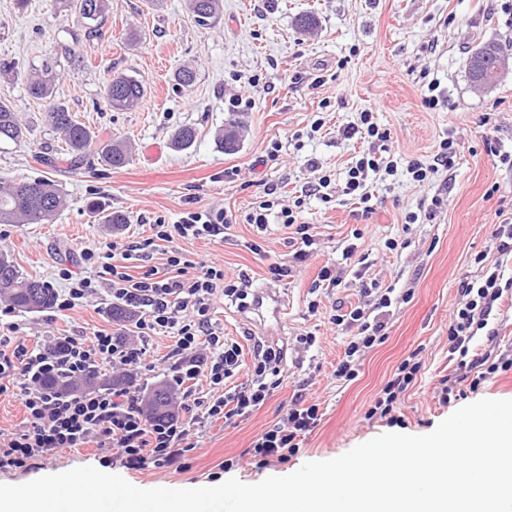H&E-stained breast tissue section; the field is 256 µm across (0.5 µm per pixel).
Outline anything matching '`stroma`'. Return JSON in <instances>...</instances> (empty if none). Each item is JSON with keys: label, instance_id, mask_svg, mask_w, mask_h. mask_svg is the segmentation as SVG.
<instances>
[{"label": "stroma", "instance_id": "obj_1", "mask_svg": "<svg viewBox=\"0 0 512 512\" xmlns=\"http://www.w3.org/2000/svg\"><path fill=\"white\" fill-rule=\"evenodd\" d=\"M223 13L211 27L199 26L189 0H107L100 32L84 35L78 14L64 0H0V62L12 63L18 78H0V100L9 102L28 129L20 144L0 143V177H49L61 183L68 206L52 224L0 226V251L25 275L55 281L61 267L80 269V253L101 243L149 237L158 216L178 220L189 202L224 210L232 225L223 239L181 241L195 260L224 268L226 278H250L252 293L278 290L280 318L259 319L234 300L214 297L212 317L225 336L243 348L248 380L256 343L283 351L284 381L259 409L246 417L216 421L199 431L188 469L136 470L110 461L100 450H65L26 468L1 467L0 483L22 484L61 468L92 466L143 488L205 487L230 478L255 484L284 476L309 461L336 458L384 433L424 435L459 408L443 403L449 377L458 375L450 355L448 324L462 298L460 279L481 268L501 266L512 277V257L498 253L492 232L496 211L512 200V166L488 156L482 139L484 114H492L502 151L512 153V73L493 88L476 90L469 78L472 52L487 42L512 44L499 0H223ZM316 17L310 33L295 20ZM56 62L55 96L101 140L131 142L134 153L120 169L102 166L88 152L79 166L59 169L39 163L42 154L63 157L66 146L44 118L40 100L31 97L22 77L43 61ZM191 65L195 82L179 85L180 66ZM438 79L448 108L432 112L421 104V70ZM143 80L140 108H101L107 74ZM372 111L391 132L389 147L403 159H429L444 138L457 150L451 171L417 183L405 174L391 179L369 175L366 189L375 209L363 217L360 205L342 195L347 171L357 158L359 140L343 130L361 111ZM245 121L247 131L236 153H224L215 139L229 120ZM320 131H312L314 121ZM195 128L193 146H170L172 131ZM282 149L269 159L272 143ZM329 175L333 200L303 197L318 175ZM273 190L277 203L303 197L301 219L316 236L306 258L294 259L288 231L270 222L266 231L246 223L253 202ZM442 195L434 220L405 223L421 202ZM109 211L125 214L114 228ZM399 242L388 249L389 239ZM290 266L286 280L273 282L272 263ZM343 273L336 288H315L322 267ZM393 288L397 299L386 314L387 338L368 350L357 377L340 382L336 363L352 331L328 321L332 307L373 310L370 285ZM319 301L310 312V301ZM112 300L99 294L68 315L11 312L30 342L66 330L81 336L101 329L124 334L108 313ZM497 336L477 335L475 352L512 355V298L494 311ZM310 334L311 347L300 344ZM417 353L422 364L415 381L400 396L391 418H367L377 393L402 360ZM315 403L322 413L300 452L285 463L260 467L248 453L253 442L279 421L295 401ZM233 460L222 470L224 460Z\"/></svg>", "mask_w": 512, "mask_h": 512}]
</instances>
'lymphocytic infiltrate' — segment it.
<instances>
[{"mask_svg":"<svg viewBox=\"0 0 512 512\" xmlns=\"http://www.w3.org/2000/svg\"><path fill=\"white\" fill-rule=\"evenodd\" d=\"M396 171L395 161L371 151L362 152L347 172L342 193L359 200L363 214H371L374 208L365 190L368 174L391 176ZM231 224L224 211L189 208L172 223L157 217L150 237L126 245L105 242L83 250V272L66 266L59 269L58 278L64 287L56 293V311L75 310L97 295L105 282L113 300L135 312L134 330L128 336L107 330L90 338L61 334L44 344L31 345L20 336L18 324H7L6 335L0 336V395L10 392L19 396L26 418L23 426L0 442V466L22 468L44 455L92 444L137 469L169 467L195 449L199 427L218 419L248 416L266 402L271 390L284 381L280 351L257 348L250 383L233 385V378L241 370L243 350L238 342L225 339L223 329L214 325L211 316L216 292L240 301L247 298L248 277L242 274L233 281L225 279L223 268L198 265L177 246L183 239L219 236ZM161 248L166 251L165 272L154 267L132 272L129 261L133 252L154 253ZM508 288H512V278H504L497 269L480 279L460 280L463 302L448 325V341L470 382L463 388L458 380H451L447 395L464 397L466 389H477L486 375L512 369V358L496 361L491 353L478 354L471 347L478 332L495 338L490 318L495 302ZM391 305L390 294L384 292L378 299L377 316H368L358 307L338 308L330 314L329 323L356 332L336 367L337 380H354L357 361L368 349L385 341L383 311ZM160 335L174 340L167 367L174 385L180 387L185 381L203 378L211 388L210 393L193 398L187 419L148 423L141 415L140 392L129 387L53 393L42 386L49 377L79 379L105 367L154 371L147 347L151 337ZM420 369V362L414 358L404 359L375 398L367 418L389 415ZM320 419L318 405L295 403L286 417L255 441L250 450L252 457L262 465L273 460L287 462Z\"/></svg>","mask_w":512,"mask_h":512,"instance_id":"lymphocytic-infiltrate-1","label":"lymphocytic infiltrate"}]
</instances>
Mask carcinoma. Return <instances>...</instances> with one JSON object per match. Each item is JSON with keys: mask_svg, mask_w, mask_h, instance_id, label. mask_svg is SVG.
<instances>
[{"mask_svg": "<svg viewBox=\"0 0 512 512\" xmlns=\"http://www.w3.org/2000/svg\"><path fill=\"white\" fill-rule=\"evenodd\" d=\"M73 5L84 20L85 35H96L104 14L105 0H75ZM189 7L198 25L209 26L220 16L223 3L222 0H189ZM483 48V67H469L471 81L478 86L492 76L499 53L506 49L512 52V44L505 47L491 42L484 44ZM56 79L57 72L52 62L47 61L41 69L27 77V92L45 102L47 119L65 142L70 166L74 167L87 154L94 136L87 126L75 119L66 105L54 100ZM144 96V83L134 76H113L103 86V102L112 110H132L141 104ZM27 132V127L20 122L11 106L0 101V142H20ZM195 138L194 128L180 127L172 134L171 144L176 149L185 150L194 144ZM218 142L225 152H235L241 142L239 122L235 120L220 130ZM97 153L101 161L113 169L124 167L131 158V148L119 140L98 145ZM66 205V194L60 184L50 178L27 181L0 179V224H52ZM0 298L6 300L12 309L27 313L43 312L54 305L53 290L45 282L25 276L9 256L2 253ZM151 390L155 394L156 404L152 408L143 407V414L150 421H158L172 411L174 389L167 383H158Z\"/></svg>", "mask_w": 512, "mask_h": 512, "instance_id": "carcinoma-1", "label": "carcinoma"}]
</instances>
